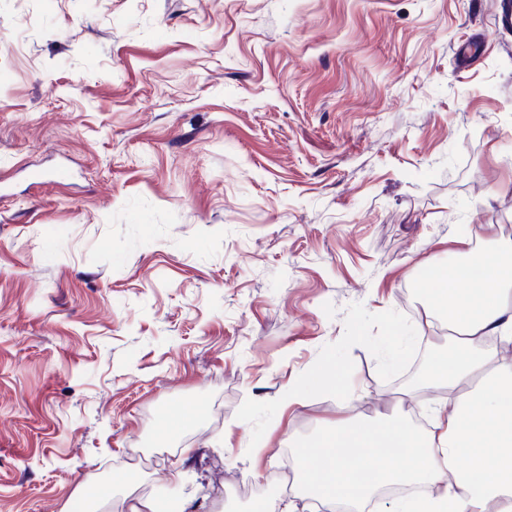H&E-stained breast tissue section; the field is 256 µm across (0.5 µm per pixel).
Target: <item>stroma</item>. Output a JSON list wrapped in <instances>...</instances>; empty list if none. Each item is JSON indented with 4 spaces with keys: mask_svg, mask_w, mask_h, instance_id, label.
<instances>
[{
    "mask_svg": "<svg viewBox=\"0 0 512 512\" xmlns=\"http://www.w3.org/2000/svg\"><path fill=\"white\" fill-rule=\"evenodd\" d=\"M511 3L0 0V512L176 496L185 448L253 512L347 407L444 402L401 379L430 264L512 243ZM317 387H327L335 389L336 387V369L335 365L329 361L322 372L315 373L307 381H304L301 385L292 386L288 388V405L293 403H299L303 395L309 391V389Z\"/></svg>",
    "mask_w": 512,
    "mask_h": 512,
    "instance_id": "stroma-1",
    "label": "stroma"
}]
</instances>
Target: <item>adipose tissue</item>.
<instances>
[{
    "label": "adipose tissue",
    "instance_id": "1",
    "mask_svg": "<svg viewBox=\"0 0 512 512\" xmlns=\"http://www.w3.org/2000/svg\"><path fill=\"white\" fill-rule=\"evenodd\" d=\"M428 286L459 325L458 346L426 378L448 390L451 405L435 408L424 434L391 417L370 424L346 412L321 436L318 453L295 446L289 501L272 498L266 512H299L309 500L328 512L342 499L367 507L377 491L362 478L370 470L382 483L427 489L396 499L390 512H512V364L503 357L512 347V244L478 254L468 267H432ZM383 446L393 450L385 464L377 457Z\"/></svg>",
    "mask_w": 512,
    "mask_h": 512
}]
</instances>
